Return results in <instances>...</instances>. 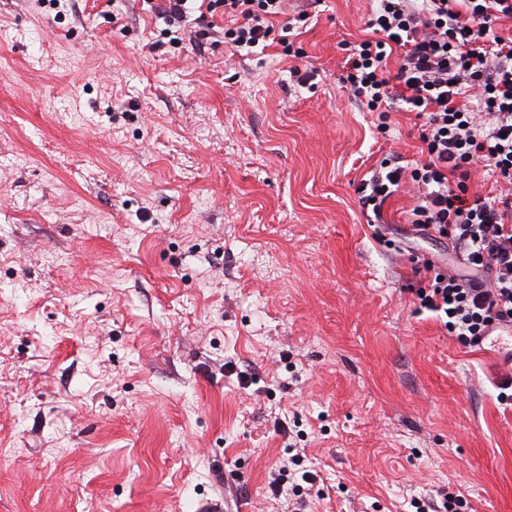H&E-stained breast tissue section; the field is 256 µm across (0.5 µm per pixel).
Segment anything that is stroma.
Here are the masks:
<instances>
[{
    "instance_id": "obj_1",
    "label": "stroma",
    "mask_w": 512,
    "mask_h": 512,
    "mask_svg": "<svg viewBox=\"0 0 512 512\" xmlns=\"http://www.w3.org/2000/svg\"><path fill=\"white\" fill-rule=\"evenodd\" d=\"M374 0H309L290 48L170 39L152 0H0V512H512V368L419 311L448 241L362 179L421 157L341 87ZM399 156H391L381 161L379 167L371 171L368 179H364L359 193L362 207L371 210L377 218L380 209L388 197L398 191L402 180L405 177V167L399 165ZM440 492V503L432 497L424 498V499H414L412 498L409 501L411 507L416 510L413 512H458L461 507V499H459L458 495H454L451 492L443 493Z\"/></svg>"
}]
</instances>
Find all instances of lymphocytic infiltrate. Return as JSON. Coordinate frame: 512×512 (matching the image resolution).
<instances>
[{
  "label": "lymphocytic infiltrate",
  "mask_w": 512,
  "mask_h": 512,
  "mask_svg": "<svg viewBox=\"0 0 512 512\" xmlns=\"http://www.w3.org/2000/svg\"><path fill=\"white\" fill-rule=\"evenodd\" d=\"M284 0H208L209 15L229 19L224 44L240 52L271 36L287 43L290 25L275 28ZM512 18V0H380L369 21L375 36L354 44L340 81L370 112L386 113L392 83L423 118V160L413 169L398 157L381 161L363 180V208L379 212L403 179L419 202L410 222L422 235L449 239L474 279L448 273L433 260L418 307L435 313L447 333L479 344L496 326L512 323V35L497 34ZM398 56H390L389 47ZM483 163L505 187L495 199H472L467 182Z\"/></svg>",
  "instance_id": "obj_1"
}]
</instances>
